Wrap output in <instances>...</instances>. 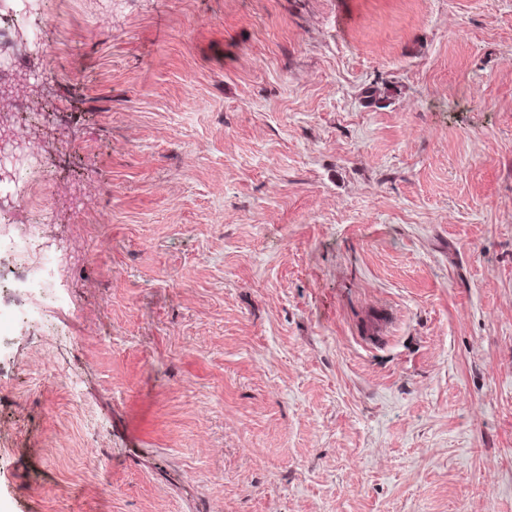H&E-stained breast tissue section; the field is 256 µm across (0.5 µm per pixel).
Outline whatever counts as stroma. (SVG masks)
<instances>
[{
    "label": "stroma",
    "instance_id": "1",
    "mask_svg": "<svg viewBox=\"0 0 512 512\" xmlns=\"http://www.w3.org/2000/svg\"><path fill=\"white\" fill-rule=\"evenodd\" d=\"M49 285L0 292V512H512V0H32Z\"/></svg>",
    "mask_w": 512,
    "mask_h": 512
}]
</instances>
